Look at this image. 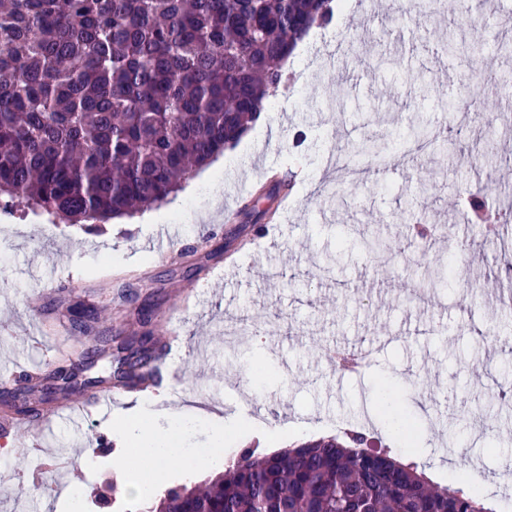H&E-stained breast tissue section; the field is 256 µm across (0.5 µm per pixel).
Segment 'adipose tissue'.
<instances>
[{
	"mask_svg": "<svg viewBox=\"0 0 512 512\" xmlns=\"http://www.w3.org/2000/svg\"><path fill=\"white\" fill-rule=\"evenodd\" d=\"M208 423L213 424L212 418L202 411L160 416L151 413L148 404L139 401L132 407L130 416L119 421L114 434L120 443L130 447L132 456L128 464L135 469L145 489L164 478L165 466L171 459H180L184 465L198 470L223 455L225 439L243 434H257L267 442L274 438L271 430H259L251 424L229 429L213 425L209 447H195L192 439L198 427Z\"/></svg>",
	"mask_w": 512,
	"mask_h": 512,
	"instance_id": "1",
	"label": "adipose tissue"
}]
</instances>
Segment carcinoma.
Instances as JSON below:
<instances>
[{
  "label": "carcinoma",
  "mask_w": 512,
  "mask_h": 512,
  "mask_svg": "<svg viewBox=\"0 0 512 512\" xmlns=\"http://www.w3.org/2000/svg\"><path fill=\"white\" fill-rule=\"evenodd\" d=\"M332 0H0V194L69 222L161 205L237 143L282 82L286 52L331 22ZM0 395L34 418L51 395L159 376L149 333ZM373 405L389 420L384 392ZM482 489L431 484L414 463L323 438L237 453L202 491L152 512H488Z\"/></svg>",
  "instance_id": "carcinoma-1"
}]
</instances>
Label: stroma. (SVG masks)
Listing matches in <instances>:
<instances>
[{
	"label": "stroma",
	"instance_id": "1",
	"mask_svg": "<svg viewBox=\"0 0 512 512\" xmlns=\"http://www.w3.org/2000/svg\"><path fill=\"white\" fill-rule=\"evenodd\" d=\"M488 2L402 16L384 35L382 21L407 0H362L335 12L314 47L341 53L336 70L291 63L288 81L223 165L195 172L149 212L70 224L0 196V374L48 371L80 349L58 288L110 311L116 333L135 330L133 314L144 305L155 335L174 327L185 342L168 354L165 383L178 389L168 410L257 418L292 448L320 431L362 430L404 458L407 449L370 407L388 383L402 417L423 428L416 462L433 482L455 485L472 462L483 491L501 486L495 460L512 455V402L499 397L512 387V274L499 243L469 234L448 202L502 164L487 152L473 165L457 160L442 116L460 88L480 92L494 111L468 123L466 143L512 144L500 88L477 70L482 60L512 79V52L496 48L501 30L474 21ZM449 39L460 53L445 51ZM340 76L349 80L342 113L324 106ZM413 127L426 129L429 142L409 163L386 158L356 184L323 163L337 144H390ZM278 179L290 181L287 197L268 195ZM413 212L430 227L433 247L402 223ZM167 224L179 233L156 248ZM377 234L396 250L367 254L363 242ZM450 261L454 277L434 287L431 268ZM229 314L248 332L241 344L224 340ZM351 345L371 349L370 361L336 370L331 354ZM257 363L266 370L260 378L251 374ZM133 404L124 394L113 415L78 429L56 418L0 431V447L38 442L69 453L86 475L83 512L148 508L161 493L131 491L137 474L123 464L130 451L113 434L115 413ZM444 448L462 454L441 456ZM44 481L41 492L19 475L0 480V512H62L69 477L49 470Z\"/></svg>",
	"mask_w": 512,
	"mask_h": 512
}]
</instances>
